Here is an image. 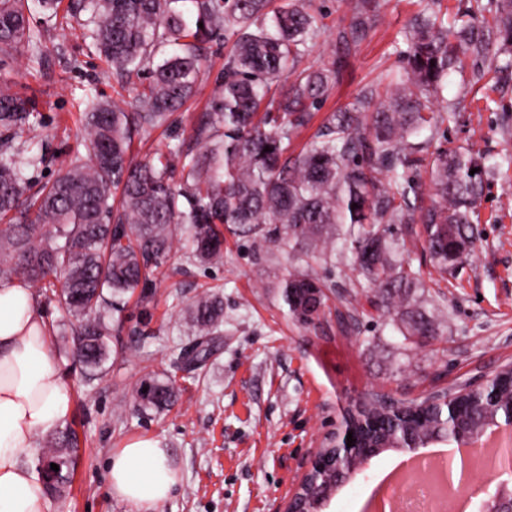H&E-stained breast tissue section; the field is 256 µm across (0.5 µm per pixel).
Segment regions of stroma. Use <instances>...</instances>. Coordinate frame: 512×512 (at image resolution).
Listing matches in <instances>:
<instances>
[{"instance_id": "stroma-1", "label": "stroma", "mask_w": 512, "mask_h": 512, "mask_svg": "<svg viewBox=\"0 0 512 512\" xmlns=\"http://www.w3.org/2000/svg\"><path fill=\"white\" fill-rule=\"evenodd\" d=\"M324 29L307 62L341 55L337 84L293 140L298 152L330 113L354 102L359 90L384 80L402 65V32L417 10L415 0H380L378 20L360 45L343 49L337 29L352 0H315ZM89 12L72 10L63 23L47 20L32 5L34 27L45 34L44 55L22 51L0 56V77L34 97L40 133L37 158L25 176L31 190L55 178L60 162L79 148L87 99H119L126 90L94 50ZM223 36L207 45L199 88L167 122L134 136L130 153L146 161L195 143L200 118L224 72ZM488 106L466 105L437 125L436 148L468 146L500 159L512 155V78L490 93ZM473 255L447 279L428 280L423 299L442 312L447 328L434 339L405 341L392 322L370 306L368 288L351 267L324 265L318 274L329 307L317 324L292 320L278 280L289 263L288 247L225 235L224 259L199 265L175 240L161 275L150 277L111 311V353L102 378L87 380L70 335L59 328L57 306H42L52 348L68 378L73 408L66 420L79 439L71 495L52 501L51 512H133L112 496L107 461L131 439L153 437L170 451L178 484L158 512H284L314 453L325 446L347 408L372 392L403 402L437 389H455L512 365V166L488 180L475 226ZM224 302V332L197 370L175 371V354L193 340L188 305L201 293ZM172 371L178 400L162 413L142 412L141 380ZM399 456L389 450L339 489L322 512H357L380 471Z\"/></svg>"}]
</instances>
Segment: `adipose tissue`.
<instances>
[{"label":"adipose tissue","mask_w":512,"mask_h":512,"mask_svg":"<svg viewBox=\"0 0 512 512\" xmlns=\"http://www.w3.org/2000/svg\"><path fill=\"white\" fill-rule=\"evenodd\" d=\"M71 410L69 384L32 288L0 284V512H50L36 438L58 430ZM108 478L113 496L135 512H158L177 485L168 449L152 437L112 453Z\"/></svg>","instance_id":"obj_1"}]
</instances>
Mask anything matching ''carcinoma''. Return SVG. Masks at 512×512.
Here are the masks:
<instances>
[{
    "label": "carcinoma",
    "instance_id": "obj_1",
    "mask_svg": "<svg viewBox=\"0 0 512 512\" xmlns=\"http://www.w3.org/2000/svg\"><path fill=\"white\" fill-rule=\"evenodd\" d=\"M178 2L86 0L96 19V52L122 83L152 66L164 47L176 45L178 51L153 65L149 84L123 104L90 99L83 114L86 155L66 159L57 177L31 197L22 173L32 159L22 155L18 140L31 130L34 103L0 82V282L18 277L33 283L46 303L76 318L73 346L85 368L96 372L110 355L105 308L166 263L178 225L186 224L190 254L202 263L223 259L226 229L304 249L306 265L285 268L279 280L289 316L302 324L319 319L329 300L313 265L348 262L368 284L376 309L391 317L406 310L402 335H438L442 321L417 295L420 273L398 258L401 245L391 226H425L426 246L442 278L472 252V216L492 167L462 146L431 152L421 134L435 120L431 105L444 99L449 73L472 69L470 86L481 90L498 81L497 72L477 63L512 57V0H492L488 8L481 0H466L452 16L437 8L440 0H417L419 9L404 30L403 71L382 91L362 88L296 156L290 153L292 139L309 124L311 109L338 82L344 64L338 56L298 69L321 34L312 0H280L277 6L273 0H194L190 23ZM377 8V0H355L347 24L338 29L339 42L349 47L365 40ZM29 12L28 0H0L1 55L41 54ZM220 31L231 46L224 82L214 90L218 120L203 123L210 134L201 151L178 148L133 162V133L163 125L196 93L205 45ZM177 165L183 176L178 188L170 182ZM420 167L429 174L427 207L423 185L410 176ZM340 236L344 250L336 249ZM60 276L67 282L62 290ZM187 315L197 341L176 355L181 366L192 351L199 361L209 355L212 337L224 326V303L205 292ZM137 395L145 411L176 401L166 372L145 378ZM511 411L512 381L505 376L493 378L451 421L443 408L424 409L418 419L388 414L377 395L363 416L378 422L368 431L375 443L426 448L450 440L455 427L480 428ZM77 448L68 426L47 441L41 458L59 466L55 481L46 485L49 494L66 498ZM331 479L309 477L307 496L321 504Z\"/></svg>",
    "mask_w": 512,
    "mask_h": 512
}]
</instances>
